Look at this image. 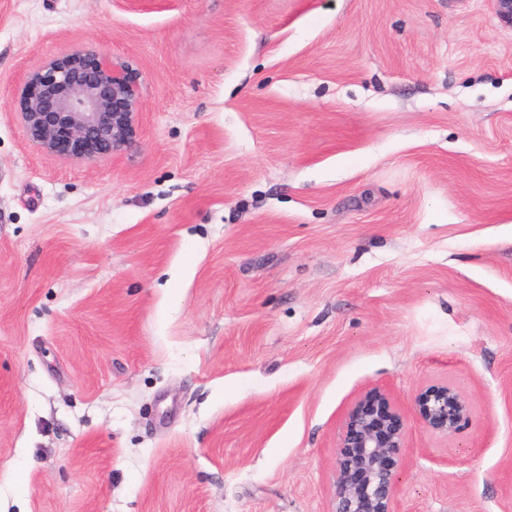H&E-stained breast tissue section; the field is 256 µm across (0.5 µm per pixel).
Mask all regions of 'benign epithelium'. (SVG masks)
Returning a JSON list of instances; mask_svg holds the SVG:
<instances>
[{
    "label": "benign epithelium",
    "instance_id": "obj_1",
    "mask_svg": "<svg viewBox=\"0 0 512 512\" xmlns=\"http://www.w3.org/2000/svg\"><path fill=\"white\" fill-rule=\"evenodd\" d=\"M139 108L127 61L104 49L75 48L25 76L16 111L42 153L98 161L135 140ZM415 405L425 430L446 438L470 419L465 396L448 382L419 392ZM404 441L400 409L387 393H369L346 421L332 512H395L396 454Z\"/></svg>",
    "mask_w": 512,
    "mask_h": 512
}]
</instances>
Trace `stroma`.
Masks as SVG:
<instances>
[{"label":"stroma","mask_w":512,"mask_h":512,"mask_svg":"<svg viewBox=\"0 0 512 512\" xmlns=\"http://www.w3.org/2000/svg\"><path fill=\"white\" fill-rule=\"evenodd\" d=\"M128 60L137 137L30 145L23 77ZM471 421L428 433L443 382ZM512 512V26L494 0H0V512ZM415 405L425 430L446 438L456 435L470 419L465 396L448 382L431 385L419 392ZM405 441L400 409L373 391L349 413L336 454L332 512H396L397 449Z\"/></svg>","instance_id":"stroma-1"}]
</instances>
